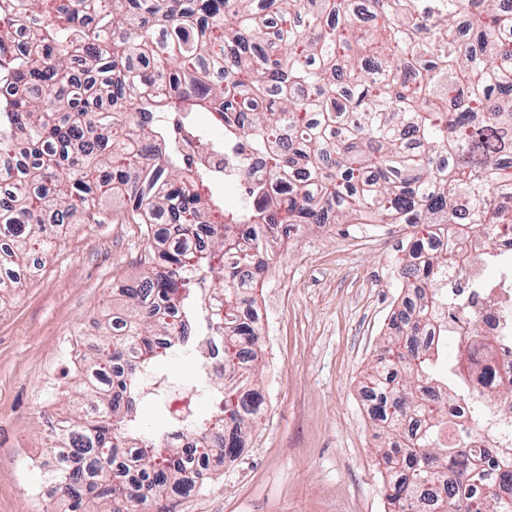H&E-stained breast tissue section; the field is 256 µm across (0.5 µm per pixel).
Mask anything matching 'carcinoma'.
Returning <instances> with one entry per match:
<instances>
[{"label": "carcinoma", "instance_id": "carcinoma-1", "mask_svg": "<svg viewBox=\"0 0 512 512\" xmlns=\"http://www.w3.org/2000/svg\"><path fill=\"white\" fill-rule=\"evenodd\" d=\"M28 32L29 48L13 34ZM0 298L21 284L32 251L57 247L72 224H142V276L126 293L123 327L83 378L77 413L48 439L51 471L72 512H170L234 456L258 418L257 327L239 316L270 270L279 229L294 224L411 225L399 267L409 288L367 374L370 415L399 440L380 454L389 512H512L488 481L512 446L464 448L452 404L471 392L499 340L470 330L448 361L445 298L432 287L456 269L462 244L499 260L512 225V11L490 0H0ZM208 112L224 142L195 121ZM248 149L240 206L224 203V171L196 161ZM283 192L264 194L263 177ZM420 224L455 225L437 249ZM219 274L224 294V425L211 415L140 433L141 368H155L200 316L190 279ZM473 393V392H471ZM512 397L475 392L472 422ZM196 464L193 472L187 465Z\"/></svg>", "mask_w": 512, "mask_h": 512}]
</instances>
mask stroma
Instances as JSON below:
<instances>
[{
  "label": "stroma",
  "instance_id": "stroma-1",
  "mask_svg": "<svg viewBox=\"0 0 512 512\" xmlns=\"http://www.w3.org/2000/svg\"><path fill=\"white\" fill-rule=\"evenodd\" d=\"M403 224L309 226L275 247L257 288L264 340L256 368L265 412L231 467L173 512H388L378 448L384 440L362 389L404 294L393 271L408 244ZM149 241L139 224H77L39 273L0 306V512H43L27 458L44 452L69 416L77 354L104 311H119L114 280L141 271ZM200 353L167 356L137 405L141 432L162 406L196 385Z\"/></svg>",
  "mask_w": 512,
  "mask_h": 512
}]
</instances>
